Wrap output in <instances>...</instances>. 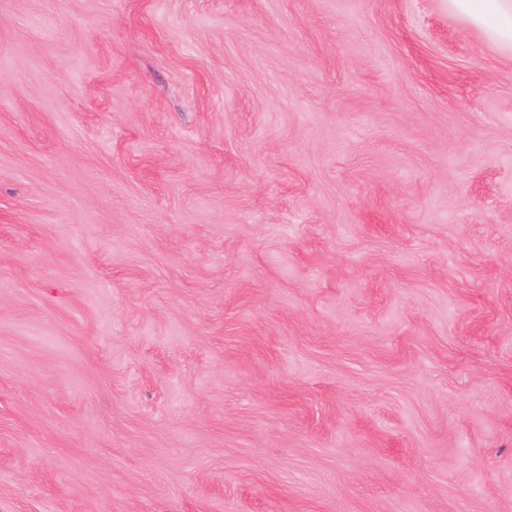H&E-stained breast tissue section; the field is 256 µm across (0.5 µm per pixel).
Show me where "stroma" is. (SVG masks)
Wrapping results in <instances>:
<instances>
[{
    "label": "stroma",
    "mask_w": 512,
    "mask_h": 512,
    "mask_svg": "<svg viewBox=\"0 0 512 512\" xmlns=\"http://www.w3.org/2000/svg\"><path fill=\"white\" fill-rule=\"evenodd\" d=\"M0 512H512V46L0 0Z\"/></svg>",
    "instance_id": "1"
}]
</instances>
